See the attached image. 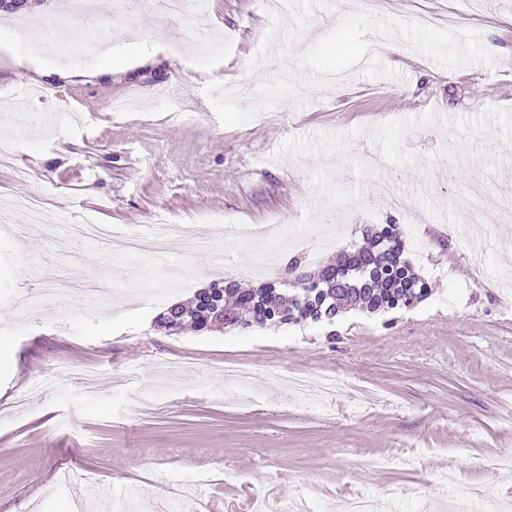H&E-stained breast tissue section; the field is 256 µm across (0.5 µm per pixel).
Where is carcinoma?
<instances>
[{
    "label": "carcinoma",
    "instance_id": "obj_1",
    "mask_svg": "<svg viewBox=\"0 0 512 512\" xmlns=\"http://www.w3.org/2000/svg\"><path fill=\"white\" fill-rule=\"evenodd\" d=\"M318 283L294 293L283 288L242 289L234 282L215 288L217 304H173L157 317L155 326L173 332L189 323L198 332L217 325L249 329L255 325L333 324L340 310L370 313L407 307L428 293L426 284L403 258L398 228L388 224L368 236V245L341 253L334 265L324 266Z\"/></svg>",
    "mask_w": 512,
    "mask_h": 512
}]
</instances>
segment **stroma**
Masks as SVG:
<instances>
[{
	"mask_svg": "<svg viewBox=\"0 0 512 512\" xmlns=\"http://www.w3.org/2000/svg\"><path fill=\"white\" fill-rule=\"evenodd\" d=\"M101 0L78 20L81 45L60 40L47 63L0 48V195L52 196L49 229H0V512H251L252 495L309 496L320 512L369 493L396 512H444L482 488L481 512H512V476L472 466L512 455V222L483 199H512V0H457V30L495 29L492 66L447 69L401 40L376 52L386 77L363 66L312 84L279 111L220 124L204 93L218 82L253 103L269 68L361 10L330 0L301 38L267 41L271 0H203L212 41L192 29L196 6L157 15L151 0L126 18ZM145 59L103 71L98 46L127 37ZM164 52H155L157 41ZM481 211L470 228L461 203ZM429 210L430 224L412 215ZM224 248L173 249L165 260L105 255L61 238L82 219L117 229L157 213ZM313 226L319 261L285 248L260 278L236 279L269 243L241 244V224ZM398 225L404 256L431 289L387 313L347 309L333 325L255 326L240 332L156 330L167 306L210 283L254 288L313 275ZM68 271V301L18 312L12 296L48 288ZM114 279L112 301L86 305L79 289ZM235 365L243 388L224 377ZM93 374L86 393L79 378ZM336 380V397L284 391L282 374ZM214 479L201 484L199 468ZM246 480L225 482V471Z\"/></svg>",
	"mask_w": 512,
	"mask_h": 512,
	"instance_id": "35a3bbf8",
	"label": "stroma"
}]
</instances>
